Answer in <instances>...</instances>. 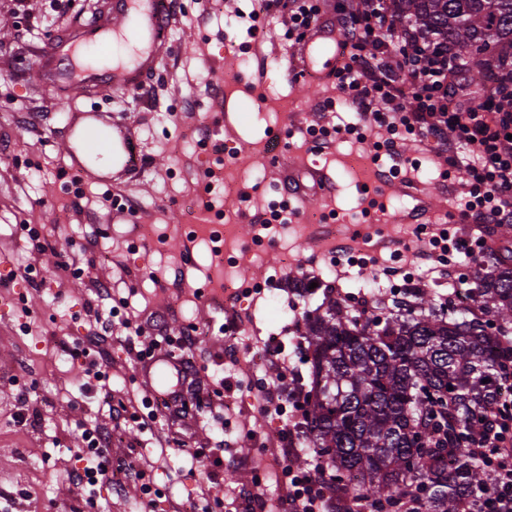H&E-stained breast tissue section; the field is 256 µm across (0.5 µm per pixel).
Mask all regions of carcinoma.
Returning a JSON list of instances; mask_svg holds the SVG:
<instances>
[{
  "mask_svg": "<svg viewBox=\"0 0 512 512\" xmlns=\"http://www.w3.org/2000/svg\"><path fill=\"white\" fill-rule=\"evenodd\" d=\"M398 17L435 37L491 78L493 56L512 57V0H392ZM465 315L436 309L385 319L325 297L304 317L313 348L310 389L297 424L325 464L330 492L361 494L372 512H473L494 472L470 453L471 435L488 427L512 360V265L482 273Z\"/></svg>",
  "mask_w": 512,
  "mask_h": 512,
  "instance_id": "carcinoma-1",
  "label": "carcinoma"
}]
</instances>
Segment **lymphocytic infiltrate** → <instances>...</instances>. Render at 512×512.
Wrapping results in <instances>:
<instances>
[{
	"label": "lymphocytic infiltrate",
	"mask_w": 512,
	"mask_h": 512,
	"mask_svg": "<svg viewBox=\"0 0 512 512\" xmlns=\"http://www.w3.org/2000/svg\"><path fill=\"white\" fill-rule=\"evenodd\" d=\"M283 9L287 37L304 38L329 18L340 37L344 62L335 72L341 105L354 110L362 122L379 133L374 151L391 161L390 177L408 173L409 159L397 150V141L431 143L447 156L451 167L465 170L468 189L459 201L473 224H512V71L495 64L492 85L472 91L460 76V62L439 49L431 35L398 22L389 0H358L357 9L338 8L325 16L321 0H268ZM463 254L465 264H487L486 250L450 236L439 228L429 240L428 257L446 275L450 253ZM506 398L493 429L471 437L473 452L484 455L496 474L492 491L483 495L482 512H512V376L504 380ZM89 451L73 481L89 485L112 481L114 464L108 451L109 435L102 428L86 430ZM325 473L320 464L288 475L289 512H323Z\"/></svg>",
	"instance_id": "lymphocytic-infiltrate-1"
}]
</instances>
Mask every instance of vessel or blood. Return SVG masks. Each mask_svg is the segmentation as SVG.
<instances>
[{
	"label": "vessel or blood",
	"instance_id": "b4317fda",
	"mask_svg": "<svg viewBox=\"0 0 512 512\" xmlns=\"http://www.w3.org/2000/svg\"><path fill=\"white\" fill-rule=\"evenodd\" d=\"M168 30L162 0H112L108 23L83 26L79 33L55 38L38 75L53 86L80 94L110 95L113 91L136 89L144 76L155 73L156 58L166 45ZM336 31L322 26L308 34L289 66L295 81L323 83L333 78ZM88 121H104L100 132L86 127L74 130L60 147L70 158L73 170L88 177L93 162L107 161L108 183L140 176L142 163L135 141L128 136L126 123L104 119L96 109L84 111ZM144 375L157 384L179 376L181 368L162 349L154 350L141 362Z\"/></svg>",
	"mask_w": 512,
	"mask_h": 512
}]
</instances>
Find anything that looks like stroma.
I'll list each match as a JSON object with an SVG mask.
<instances>
[{"label": "stroma", "mask_w": 512, "mask_h": 512, "mask_svg": "<svg viewBox=\"0 0 512 512\" xmlns=\"http://www.w3.org/2000/svg\"><path fill=\"white\" fill-rule=\"evenodd\" d=\"M230 9L243 13L231 27L224 21ZM109 10V0H73L65 12L54 0H0V512H78L90 500L99 512H124L134 500L180 512L183 502L201 497L212 512H238L244 499L250 512H264L265 500L284 492L274 480H256L257 466L306 453L300 414L281 422L261 412L303 400L286 384L309 373L303 317L324 295L302 294L301 280L342 286L343 303L383 317L393 307L387 270L405 268L410 287L424 288L443 307L454 293L447 280L425 279L423 268L406 264L421 246L406 216L432 208L451 235L485 239L490 250L512 237V224L449 222L446 211L461 198L466 172L448 169L427 143L406 141L401 150L419 167L397 192L404 206L370 227L348 165L369 143L351 136L325 148L313 143L308 127L338 123L336 112L318 105L339 92L330 83L289 79L285 28L253 16L251 0H180L157 73L140 90L98 102L100 111L128 120L147 163L142 177L118 188L79 181L59 143L74 110L88 101L52 88L37 72L58 32L106 21ZM216 168L235 187L231 200L222 199L220 184L203 181ZM306 168L330 184L323 202L292 207L277 230L255 226V214L286 200L285 181ZM117 200L134 219L114 217ZM209 201L235 227L218 257L209 227L187 217ZM329 222L359 229L351 264L337 265L335 240L319 235ZM144 224L153 226V238L141 235ZM34 230L49 250H33ZM229 279L242 297L233 362L224 342L222 285ZM102 283L112 289L106 361L84 341ZM132 309L155 316L139 336L123 324ZM184 332L199 338L191 357L197 380L182 387L190 408L184 417L117 423L96 385L79 391L84 371L98 369L116 399L140 405L151 392L138 350L160 334ZM272 342L278 354L270 358ZM94 423L111 429L112 457L145 468V480L125 479L114 493L68 479L82 429Z\"/></svg>", "instance_id": "obj_1"}]
</instances>
